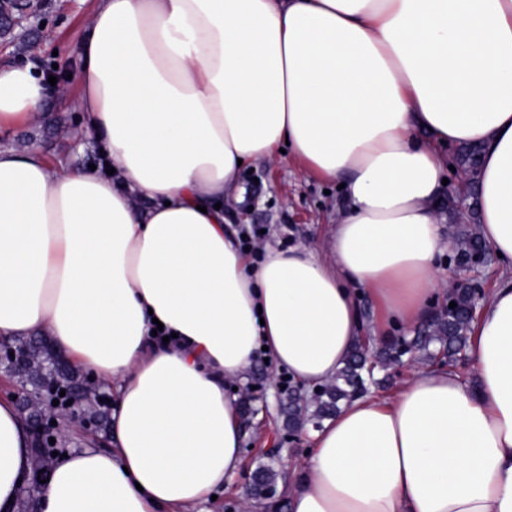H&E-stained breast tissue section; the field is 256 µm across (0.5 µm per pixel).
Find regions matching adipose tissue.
I'll list each match as a JSON object with an SVG mask.
<instances>
[{"label": "adipose tissue", "instance_id": "ef3b65f1", "mask_svg": "<svg viewBox=\"0 0 512 512\" xmlns=\"http://www.w3.org/2000/svg\"><path fill=\"white\" fill-rule=\"evenodd\" d=\"M78 57L75 106L114 174L0 149V338L48 335L114 395L111 448L59 458L39 512H197L242 468L230 387L260 356L316 386L363 334L428 321L454 247L447 150L466 144L479 235L510 270L473 326L477 384L418 369L343 405L287 504L512 512V0H94ZM47 95L33 65L0 67V124ZM285 153L345 185L327 251L251 253L224 227L240 163ZM32 465L0 399V512Z\"/></svg>", "mask_w": 512, "mask_h": 512}]
</instances>
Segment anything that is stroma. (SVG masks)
<instances>
[{
  "label": "stroma",
  "instance_id": "35a3bbf8",
  "mask_svg": "<svg viewBox=\"0 0 512 512\" xmlns=\"http://www.w3.org/2000/svg\"><path fill=\"white\" fill-rule=\"evenodd\" d=\"M93 0H20L19 22L0 34V65L38 64L43 75L56 76L53 94L36 121L0 132V146L25 143L40 148L51 164L68 167L103 166L96 139L84 134L83 115L73 101L80 94L77 45L81 40ZM238 183L246 189L241 204L225 201L227 229L245 225L261 229L263 243L303 242L327 250L328 239L342 206L337 183L319 179L298 163L283 159L272 164L249 162ZM284 370L257 362L242 393L248 412L242 413L243 477H250L270 445L272 432L284 431L281 398Z\"/></svg>",
  "mask_w": 512,
  "mask_h": 512
}]
</instances>
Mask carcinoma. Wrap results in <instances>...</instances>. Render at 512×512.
I'll return each instance as SVG.
<instances>
[{
    "instance_id": "cac0c4a2",
    "label": "carcinoma",
    "mask_w": 512,
    "mask_h": 512,
    "mask_svg": "<svg viewBox=\"0 0 512 512\" xmlns=\"http://www.w3.org/2000/svg\"><path fill=\"white\" fill-rule=\"evenodd\" d=\"M481 149L477 145L463 148L457 156L458 162L469 174L476 172L480 163ZM454 260L460 267L479 264L485 260L483 241L472 230L455 232ZM456 307H449L450 302ZM474 294L471 288L457 283L448 289L444 297V308L411 338L395 336L379 348L370 346L369 337L364 336L352 346L344 366L336 376L319 385V390L306 396L293 387H288L285 397V414L288 425L298 427L308 421L317 423L336 414L340 403L353 401L367 392L369 386H384L390 381L389 370L407 360H422L430 365H453L465 350L474 321L472 309ZM55 379L56 390L44 392V399L66 400L60 391H68L79 376L69 370L56 369L49 373ZM254 495L267 499L270 491L277 489L279 471L276 458L270 457L257 469Z\"/></svg>"
}]
</instances>
